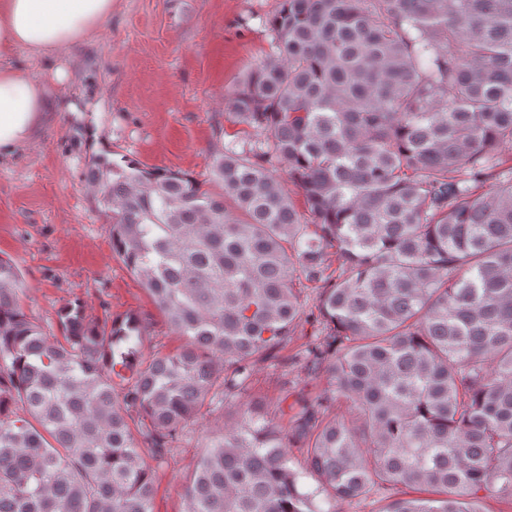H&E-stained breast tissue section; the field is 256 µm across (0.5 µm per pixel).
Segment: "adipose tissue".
Listing matches in <instances>:
<instances>
[{
	"label": "adipose tissue",
	"instance_id": "ef3b65f1",
	"mask_svg": "<svg viewBox=\"0 0 512 512\" xmlns=\"http://www.w3.org/2000/svg\"><path fill=\"white\" fill-rule=\"evenodd\" d=\"M111 14L112 0H0V156L29 144L48 117L44 85L14 54L64 56Z\"/></svg>",
	"mask_w": 512,
	"mask_h": 512
}]
</instances>
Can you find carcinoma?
Instances as JSON below:
<instances>
[{
	"mask_svg": "<svg viewBox=\"0 0 512 512\" xmlns=\"http://www.w3.org/2000/svg\"><path fill=\"white\" fill-rule=\"evenodd\" d=\"M270 29L227 98L255 139L215 158L222 192L129 158L88 168L177 351L145 357L136 318L102 326L76 303L47 335L0 258V512H154L139 437L160 459L242 394L184 512L512 506V0H281ZM300 277L326 331L303 367L327 387L270 410L253 362L289 342Z\"/></svg>",
	"mask_w": 512,
	"mask_h": 512,
	"instance_id": "carcinoma-1",
	"label": "carcinoma"
}]
</instances>
